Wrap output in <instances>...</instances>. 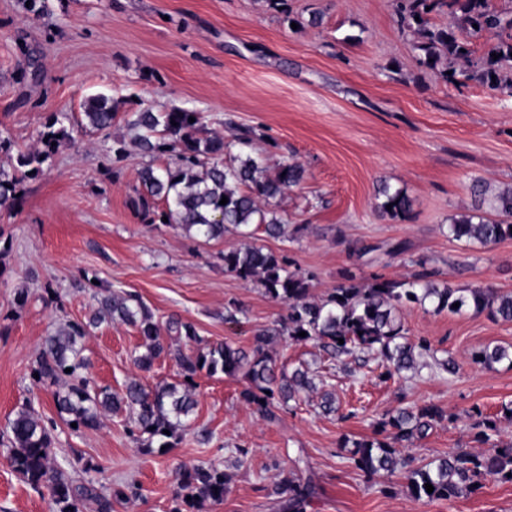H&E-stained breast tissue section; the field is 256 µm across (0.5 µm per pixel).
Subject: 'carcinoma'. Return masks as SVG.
Returning a JSON list of instances; mask_svg holds the SVG:
<instances>
[{"label": "carcinoma", "instance_id": "1", "mask_svg": "<svg viewBox=\"0 0 512 512\" xmlns=\"http://www.w3.org/2000/svg\"><path fill=\"white\" fill-rule=\"evenodd\" d=\"M444 9L454 22L446 26L431 23L429 14ZM394 12L401 27L418 35L415 49L419 66L434 69L445 58L452 71L450 75L442 73L446 82L464 86L475 81L512 95V81L505 83L502 79L503 70L512 67V16L497 10L491 0H394ZM465 30L487 31L497 38L476 66L471 64L467 41L462 38ZM115 117L108 99L95 96L83 104L80 125L104 130L112 127ZM191 117L195 122H189ZM68 120L65 115L51 116L39 133L38 150L19 149L14 153L11 139L0 134V151L11 155L10 169L0 166L1 211H10L19 204L20 185L41 175L59 145L70 140ZM125 122L140 151L153 158L165 154L176 157L173 166L149 163L139 172L133 204L141 220L161 224L166 218L168 223L207 240L222 238L229 231L236 233L245 243L224 252V271L258 284L268 297L286 303L288 316L277 326L260 331L250 350L228 342L210 343L199 336L193 323L172 318L168 331L197 348L196 354L187 355L181 348L164 343L152 312L138 296L122 289L110 291L99 299V308L89 321L61 324L46 339L32 364L31 372L38 373V383L53 386L60 380L67 381L65 389L53 392L58 415L66 424L93 427L102 416L124 409L136 424L137 443L149 451L154 439L176 437L182 419L193 413L196 383L192 378L202 371L210 376L222 373L246 379L247 385L240 393L242 400L269 419L276 417V405L299 402L319 383L324 390L318 406L329 414L336 411L335 390L327 388L322 379L314 382L306 368L290 371L277 366L266 346L286 336L296 344L314 341L334 358L357 350L370 351L376 353L391 376L415 368L417 359L430 354L427 343L408 339L399 317L404 308L430 306L436 313L451 314L466 309L475 315L485 313L496 321H512V293L481 286L459 290L434 280V272L404 281L376 276L366 285L348 272L344 282L327 297L310 300L311 277L288 270V258L267 250L260 238L262 234L288 238V224L271 203L304 182L306 170L301 164L289 162L271 171L261 156L248 151L249 133L232 144L226 143L207 135L200 113L180 107L159 111L145 107L127 113ZM380 193L382 213L392 219L406 216L410 204L403 191L385 186ZM474 195V212L452 219L450 235L483 246L512 239L511 223L483 215L487 202L490 210L512 217V188L487 201L484 185L478 180ZM224 196L228 202L222 205ZM455 303L459 307H453ZM103 322L137 327L146 348L135 359L137 365L148 369L164 353L181 369L182 381L160 384L148 392L132 379L122 393L93 384L85 375L88 363L82 357V340L90 328ZM302 331L306 336H298ZM340 338L344 343H338ZM471 360L488 368L503 362L512 366V347L487 345L472 352ZM67 368L71 372H65ZM444 419V411L435 404L389 411L378 423L374 437L352 441L349 463L371 475L381 471L391 476L403 474L415 501H452L481 489L489 479L512 481V442L495 446L489 454L461 452L414 463L404 453V443L424 438ZM9 428L14 470L34 489H47L57 512H84L89 501L96 504L97 512H112V499L127 498L123 488L113 490L108 498L93 481L77 476L80 471L89 472V467L81 465L82 458L58 462L53 451L54 425L35 416L28 406L20 408ZM473 429L474 438L481 443L498 433L497 422L486 417L475 420ZM177 479L180 493L170 512H194L205 502L224 500L229 474L210 464L183 467ZM427 483L434 487L433 492L426 491ZM280 484L288 487L283 512H301L314 494L311 484L298 479L286 477Z\"/></svg>", "mask_w": 512, "mask_h": 512}]
</instances>
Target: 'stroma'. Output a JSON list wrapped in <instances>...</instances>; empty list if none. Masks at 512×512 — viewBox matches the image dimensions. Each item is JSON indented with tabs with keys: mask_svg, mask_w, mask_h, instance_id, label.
<instances>
[{
	"mask_svg": "<svg viewBox=\"0 0 512 512\" xmlns=\"http://www.w3.org/2000/svg\"><path fill=\"white\" fill-rule=\"evenodd\" d=\"M26 2L0 0V133L36 147L52 115L79 113L93 95L106 96L117 117L107 135L74 128L43 175L23 183L19 205L0 211V512L57 510L47 490L14 471L9 422L26 404L56 419L53 390L32 379L31 363L61 323L93 314L87 280L139 294L159 325L189 321L209 342L246 349L288 314L261 287L225 273L222 255L238 246L236 235L207 241L140 220L131 201L149 159L132 146L117 161L110 147L129 138L124 118L141 105L199 112L205 130L228 143L250 131L269 168L305 167L306 181L277 202L288 239L264 244L312 275L314 297L349 272L367 283L424 268L455 288L512 292V239L484 247L448 233L474 205L473 179L493 193L512 187V95L473 81L457 88L419 67L417 37L398 24L392 0L280 8L270 0H45L37 15ZM384 184L410 199L405 219L379 212ZM402 319L409 339L453 359L455 373L424 367L387 379L374 353L337 361L314 343L282 338L268 347L278 363L333 373L338 413L322 414L313 393L270 420L241 399L243 379L201 372L196 408L165 453L138 448L122 412L77 431L58 422L56 457L82 456L103 492L139 487V497L113 500L112 512H170L178 469L210 463L232 479L223 501L203 512H280L275 486L286 476L313 485L305 512H512V482L488 480L476 493L429 503L409 496L403 476H368L344 458L343 439L371 437L386 412L429 402L447 419L409 448L416 461L491 452L474 439L475 406L497 421L499 441H512L503 412L512 367L470 360L482 346L512 345V323L418 306ZM82 345L90 376L112 391L133 378L149 388L180 379L165 356L135 366L145 351L137 327L105 323Z\"/></svg>",
	"mask_w": 512,
	"mask_h": 512,
	"instance_id": "obj_1",
	"label": "stroma"
}]
</instances>
